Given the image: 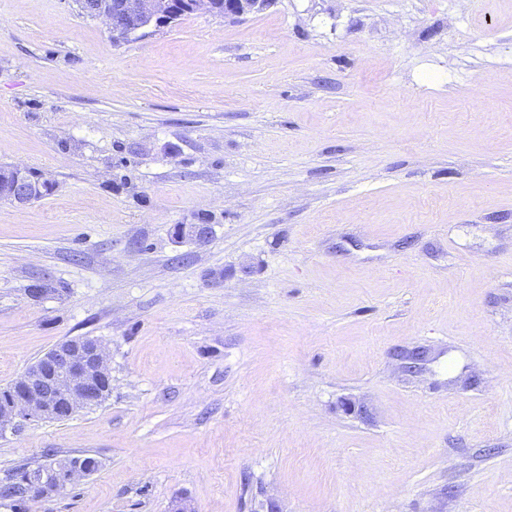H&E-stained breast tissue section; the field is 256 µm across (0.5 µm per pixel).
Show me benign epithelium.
Segmentation results:
<instances>
[{"instance_id": "obj_1", "label": "benign epithelium", "mask_w": 512, "mask_h": 512, "mask_svg": "<svg viewBox=\"0 0 512 512\" xmlns=\"http://www.w3.org/2000/svg\"><path fill=\"white\" fill-rule=\"evenodd\" d=\"M273 0H77L82 14L101 19L113 39H127L150 25L205 10L224 17H241L267 8ZM54 183L34 180L26 169L14 166L0 178V199L28 205L41 199ZM176 235L204 241L208 224H179ZM112 370L104 344L91 336L68 338L57 343L30 364L13 382L10 401L0 405V430L17 431L39 421L68 419L98 404L111 391ZM98 462L83 458H55L28 494L48 499L62 494L94 473Z\"/></svg>"}]
</instances>
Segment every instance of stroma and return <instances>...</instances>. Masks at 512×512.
<instances>
[{
  "mask_svg": "<svg viewBox=\"0 0 512 512\" xmlns=\"http://www.w3.org/2000/svg\"><path fill=\"white\" fill-rule=\"evenodd\" d=\"M1 165L56 189L0 201V387L112 364L0 434L100 462L26 512H512V0H0ZM82 14L102 19L113 39H127L150 25L205 10L226 17H241L267 8L273 0H77ZM11 384L0 387V430L17 431L39 421L68 419L98 404L111 391L112 370L104 344L78 336L57 343Z\"/></svg>",
  "mask_w": 512,
  "mask_h": 512,
  "instance_id": "1",
  "label": "stroma"
}]
</instances>
